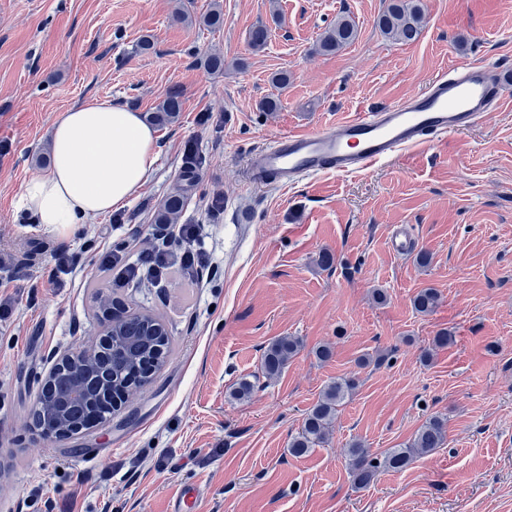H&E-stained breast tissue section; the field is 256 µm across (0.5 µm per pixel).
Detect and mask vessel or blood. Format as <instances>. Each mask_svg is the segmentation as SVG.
<instances>
[{
	"mask_svg": "<svg viewBox=\"0 0 512 512\" xmlns=\"http://www.w3.org/2000/svg\"><path fill=\"white\" fill-rule=\"evenodd\" d=\"M506 94L497 68L462 60L405 101L305 133H284L256 150L247 167L253 183L288 187L333 173L349 176L403 152L475 127Z\"/></svg>",
	"mask_w": 512,
	"mask_h": 512,
	"instance_id": "1",
	"label": "vessel or blood"
}]
</instances>
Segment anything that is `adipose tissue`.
Instances as JSON below:
<instances>
[{"mask_svg":"<svg viewBox=\"0 0 512 512\" xmlns=\"http://www.w3.org/2000/svg\"><path fill=\"white\" fill-rule=\"evenodd\" d=\"M51 163L30 179L22 207L59 233L123 208L150 180L157 135L139 112L94 97L66 110L50 136Z\"/></svg>","mask_w":512,"mask_h":512,"instance_id":"adipose-tissue-1","label":"adipose tissue"}]
</instances>
